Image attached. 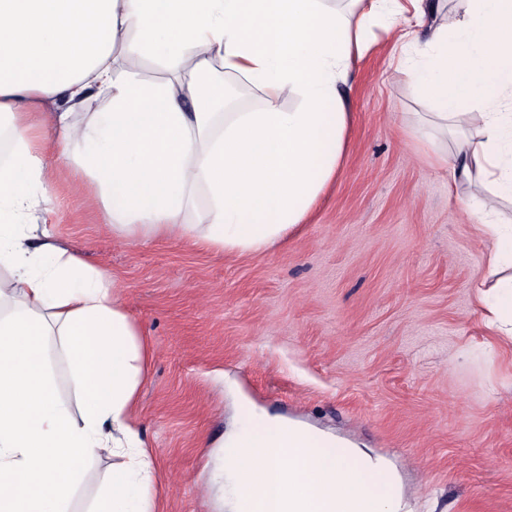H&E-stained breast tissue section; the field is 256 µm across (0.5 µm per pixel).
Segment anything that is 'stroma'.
I'll use <instances>...</instances> for the list:
<instances>
[{"label":"stroma","instance_id":"1","mask_svg":"<svg viewBox=\"0 0 512 512\" xmlns=\"http://www.w3.org/2000/svg\"><path fill=\"white\" fill-rule=\"evenodd\" d=\"M373 33L350 64L343 169L265 253L126 242L87 181L56 184L57 243L118 280L149 346L134 416L153 512H228L221 442L244 402L386 457L412 512H512V344L482 323V230L465 186L405 134L427 106ZM119 463L84 464L71 512Z\"/></svg>","mask_w":512,"mask_h":512}]
</instances>
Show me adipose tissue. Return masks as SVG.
<instances>
[{"mask_svg":"<svg viewBox=\"0 0 512 512\" xmlns=\"http://www.w3.org/2000/svg\"><path fill=\"white\" fill-rule=\"evenodd\" d=\"M436 18L426 35L407 12ZM394 32L399 65L429 100L417 133L449 145L432 164L481 190L485 326L512 342V0H0V512H68L83 464L121 453L89 512H151L134 419L148 346L112 277L56 244L44 220L62 173L88 181L119 238L180 237L228 255L285 241L337 178L348 143L353 55ZM160 64L142 76L141 58ZM260 96L220 112L212 68ZM298 106L288 110L287 98ZM56 337L79 413L50 376Z\"/></svg>","mask_w":512,"mask_h":512,"instance_id":"ef3b65f1","label":"adipose tissue"}]
</instances>
